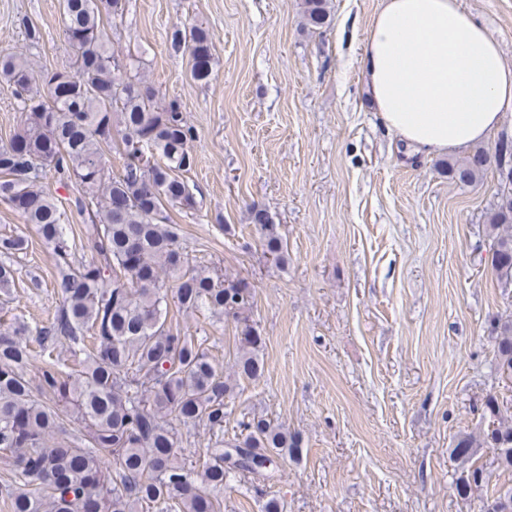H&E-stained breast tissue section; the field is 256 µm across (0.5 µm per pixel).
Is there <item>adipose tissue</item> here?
I'll use <instances>...</instances> for the list:
<instances>
[{
	"label": "adipose tissue",
	"mask_w": 512,
	"mask_h": 512,
	"mask_svg": "<svg viewBox=\"0 0 512 512\" xmlns=\"http://www.w3.org/2000/svg\"><path fill=\"white\" fill-rule=\"evenodd\" d=\"M359 63L382 126L415 154L467 150L512 112V63L459 0H381Z\"/></svg>",
	"instance_id": "adipose-tissue-1"
}]
</instances>
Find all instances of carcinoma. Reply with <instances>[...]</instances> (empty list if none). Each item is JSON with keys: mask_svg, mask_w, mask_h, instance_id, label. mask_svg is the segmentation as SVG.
<instances>
[{"mask_svg": "<svg viewBox=\"0 0 512 512\" xmlns=\"http://www.w3.org/2000/svg\"><path fill=\"white\" fill-rule=\"evenodd\" d=\"M127 0H62V26L71 65L34 76L28 58L0 50V79L15 87L21 129L0 145V200L19 212L60 257L55 282L61 307L47 326L15 321L0 329V483L9 512H224V487L251 474L267 479L276 459L300 448L297 434L264 413H252L227 439L224 419L237 382L264 374V339L246 313L254 304L247 285L216 268L193 265L181 251L180 228L169 207L196 211L195 127L176 99L162 102L140 61L112 50L103 17L123 20ZM329 0H303L307 25L331 24ZM187 48L191 74L206 81L214 56L208 32L194 24L174 33ZM42 88L35 89L36 80ZM122 136L127 162L114 176L106 163L113 132ZM448 178L466 186L489 168L512 184V139L490 153L479 147L444 162ZM79 186L78 214L96 258L69 257L65 211L44 180ZM26 206L18 208L15 201ZM251 223L274 263L287 244L264 209ZM497 277L512 281V192L502 193L487 217ZM25 250L19 235H0V294L15 287L13 256ZM178 310H207L239 324L232 373L224 375L208 349L168 318ZM499 373L512 377V316L495 326ZM68 345H60L61 340ZM38 376L29 374L33 359ZM490 428L464 435L452 454L468 461L475 448L498 451L512 469V424L499 418L498 398L485 402ZM72 424L77 433L67 432ZM211 432L203 459L178 456L182 433ZM490 482L481 467L455 480L460 496ZM486 512H512V488L499 490Z\"/></svg>", "mask_w": 512, "mask_h": 512, "instance_id": "1", "label": "carcinoma"}]
</instances>
